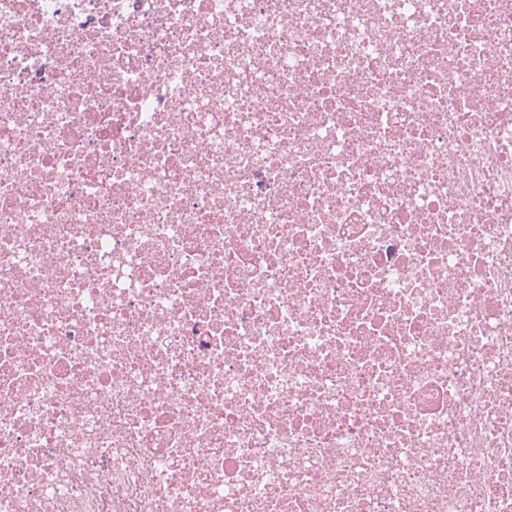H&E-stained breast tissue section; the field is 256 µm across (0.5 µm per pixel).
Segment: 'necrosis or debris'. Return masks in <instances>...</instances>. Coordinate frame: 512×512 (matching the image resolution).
Here are the masks:
<instances>
[{
	"label": "necrosis or debris",
	"instance_id": "obj_1",
	"mask_svg": "<svg viewBox=\"0 0 512 512\" xmlns=\"http://www.w3.org/2000/svg\"><path fill=\"white\" fill-rule=\"evenodd\" d=\"M0 512H512V0H0Z\"/></svg>",
	"mask_w": 512,
	"mask_h": 512
}]
</instances>
